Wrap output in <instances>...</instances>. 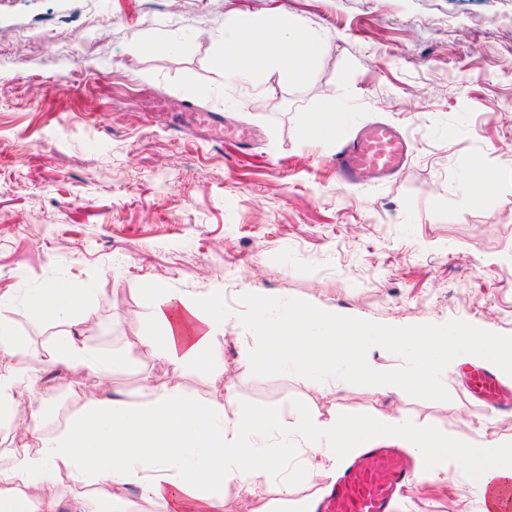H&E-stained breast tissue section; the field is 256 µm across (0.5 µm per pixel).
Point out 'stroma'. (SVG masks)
Wrapping results in <instances>:
<instances>
[{
    "label": "stroma",
    "mask_w": 512,
    "mask_h": 512,
    "mask_svg": "<svg viewBox=\"0 0 512 512\" xmlns=\"http://www.w3.org/2000/svg\"><path fill=\"white\" fill-rule=\"evenodd\" d=\"M283 14L327 45L305 83L212 69L225 25ZM93 15L109 22L106 41ZM167 36L177 51L133 55ZM181 105L247 128L249 142L177 124ZM331 111L344 116L335 138L306 130L307 113ZM372 120L404 130L408 162L383 181L338 180L337 140ZM477 164L481 195L463 176ZM146 279L223 291L236 312L251 288L384 325L458 319L512 335V0H182L176 12L169 0H0V314L57 282L92 285L103 329L85 340L125 358L108 387L138 400L144 379H170L135 345L152 309ZM255 345L225 327L234 407L512 437V414L486 423L467 363L448 366L445 401L362 385L321 393L295 374L253 375L241 353ZM393 512L484 509L452 460Z\"/></svg>",
    "instance_id": "35a3bbf8"
}]
</instances>
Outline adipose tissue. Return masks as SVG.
<instances>
[{"label": "adipose tissue", "instance_id": "adipose-tissue-1", "mask_svg": "<svg viewBox=\"0 0 512 512\" xmlns=\"http://www.w3.org/2000/svg\"><path fill=\"white\" fill-rule=\"evenodd\" d=\"M324 49L319 35L287 17L269 28H226L211 64L247 81L264 62L288 82L301 83ZM141 287L153 308L137 346L166 363L173 382L147 386L138 401L116 392L85 399L52 430L45 421L56 411L53 369H77L104 382L125 361L86 344L85 324L94 312L87 289L71 283L40 289L19 311L27 322L56 325L42 356L30 357L13 320L0 318V428L18 414L28 418L24 435L11 442L7 466L0 467V512H139L142 504L159 512H224L229 485L248 501L249 512H278L259 490L257 472L268 473L285 492L294 485L317 489L338 462L378 438L413 449L433 476L454 458L475 482L512 478V438L452 440L410 428L398 416L343 417L323 428L284 412L235 410L234 385L219 372L209 375L212 396L199 401L181 380L224 358L229 318L223 295H175L151 279ZM292 433L299 449L286 443Z\"/></svg>", "mask_w": 512, "mask_h": 512}]
</instances>
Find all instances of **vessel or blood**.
<instances>
[{
	"mask_svg": "<svg viewBox=\"0 0 512 512\" xmlns=\"http://www.w3.org/2000/svg\"><path fill=\"white\" fill-rule=\"evenodd\" d=\"M410 141L387 122L368 123L340 142L333 164L342 180L352 182L364 173L385 179L407 163ZM469 389L491 405L506 402L503 389L486 370L469 374ZM418 477L417 459L401 448L364 449L324 490L316 512H391L397 493ZM487 512H512V479L491 481L484 494Z\"/></svg>",
	"mask_w": 512,
	"mask_h": 512,
	"instance_id": "obj_1",
	"label": "vessel or blood"
}]
</instances>
